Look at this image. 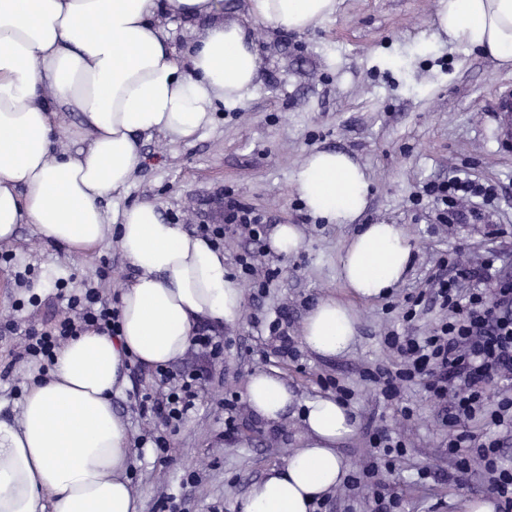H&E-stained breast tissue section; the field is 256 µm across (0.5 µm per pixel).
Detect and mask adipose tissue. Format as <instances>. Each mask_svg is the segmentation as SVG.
Here are the masks:
<instances>
[{
    "label": "adipose tissue",
    "instance_id": "obj_1",
    "mask_svg": "<svg viewBox=\"0 0 512 512\" xmlns=\"http://www.w3.org/2000/svg\"><path fill=\"white\" fill-rule=\"evenodd\" d=\"M248 2L253 18L304 32L330 19L337 0ZM170 13L206 22L182 62L168 43ZM435 25L451 42L512 65V0H437ZM258 73L249 27L222 18L216 0H0V245L30 224L86 255L113 230L138 272L119 298V335L70 339L47 375L32 377L20 423L0 421V512H138L126 476L135 450L112 410L124 361L170 365L197 323L235 325L243 293L223 251L168 223L154 203L124 209L112 227L100 200L129 186L140 137H194L217 105H242ZM60 109L81 116L76 150L57 149ZM294 185L314 216L355 225L338 264L353 297H381L404 279L413 245L400 225L361 223L370 188L354 156L313 152ZM355 339L345 302L324 299L305 317L303 341L314 353L344 355ZM244 398L270 423L300 406L303 432L285 464L250 486L241 512H314L348 468L339 447L356 431L353 409L333 397L298 400L265 371L251 375Z\"/></svg>",
    "mask_w": 512,
    "mask_h": 512
}]
</instances>
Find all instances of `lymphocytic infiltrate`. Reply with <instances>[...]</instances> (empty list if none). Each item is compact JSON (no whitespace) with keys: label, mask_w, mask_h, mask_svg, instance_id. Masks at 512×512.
Returning a JSON list of instances; mask_svg holds the SVG:
<instances>
[{"label":"lymphocytic infiltrate","mask_w":512,"mask_h":512,"mask_svg":"<svg viewBox=\"0 0 512 512\" xmlns=\"http://www.w3.org/2000/svg\"><path fill=\"white\" fill-rule=\"evenodd\" d=\"M443 206L470 204L480 213L495 198V189L483 186L470 176L453 175L448 180L427 186ZM198 235L214 246L224 244L227 234L247 239L250 244L237 258L242 273L267 288L274 271L259 273L256 260L265 256L261 215L234 200H227L220 224L197 225ZM483 287L465 288L459 280H438L434 288L440 298L444 318L429 335L389 331L385 344L402 358L396 368L379 367L368 372V379L379 384L385 398H395L401 388L417 376L428 374L427 384L441 403L438 411L440 442L456 470L487 484L500 501L498 512H512V465L507 464L504 447L512 436V389L500 390L496 403H489L486 387L492 380L512 382V278L503 277L494 258L482 264ZM66 303V314L53 323L29 318L19 323L6 321L5 329L19 334L20 357L49 362L71 338L94 329L111 335L120 331L119 311L106 302L99 288L88 286L78 293L58 292ZM162 389H139L135 398L141 411L160 414L166 424L182 422L195 407L196 389L202 373H180L167 368L156 371ZM372 453L392 454L405 443L384 431L369 442ZM353 471L344 483L345 493L362 495L371 512H391L396 499L385 498L380 488L383 475L374 461Z\"/></svg>","instance_id":"f902f5d3"}]
</instances>
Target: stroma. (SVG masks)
Returning <instances> with one entry per match:
<instances>
[{
	"label": "stroma",
	"instance_id": "stroma-1",
	"mask_svg": "<svg viewBox=\"0 0 512 512\" xmlns=\"http://www.w3.org/2000/svg\"><path fill=\"white\" fill-rule=\"evenodd\" d=\"M437 0H339L335 15L302 33L250 19L247 0H222L225 18L248 23L259 53V79L252 96L235 109L219 108L213 123L191 139L164 134L140 139L141 160L126 192L104 196L107 219L139 202L158 206L167 222L193 232L198 224L224 221V198L232 196L261 214L267 226L296 224L303 246L294 256L268 254L266 266L279 275L266 292L240 280L243 313L234 327L216 326L224 338L222 358L208 360L197 348L173 363L179 371L203 366L208 377L197 408L177 427L155 414L141 415L134 384H154L151 370L125 376L112 397V410L131 436L157 427L171 442L165 457L137 453L128 478L140 512H161L173 496L176 512H240L250 486L284 464L302 431L298 410L271 425L248 408L244 389L251 374L276 372L302 399L332 396L347 387L358 416L355 434L341 447L349 468L368 451L377 429L396 431L405 441L385 480L402 500L400 512H432L445 500L459 512L463 499L487 495L486 486L449 466L438 446L437 405L417 378L392 401L364 377L366 368L392 365L384 338L403 322L407 297L418 298L417 334L438 323L442 312L432 282L456 277L448 258L462 253L476 263L484 244L498 249L497 269L512 276V145L500 141L499 92L512 88V66L500 67L478 50L434 37ZM321 149L356 156L371 182V201L362 223L401 225L416 247L406 280L385 297L351 299L337 278L339 255L353 232L309 214L294 190L306 157ZM454 173H466L496 188L482 217L436 220V205L424 189ZM8 249L15 264L0 263V321L33 316L53 319L62 308L57 281L68 288L101 285L106 300L118 301L136 276L117 239L77 256L46 241L28 224L19 225ZM30 266L36 289L20 287L15 266ZM350 301L357 317L351 351L325 357L302 341L306 314L326 298ZM287 327L296 356L277 355L278 330ZM20 336L0 334V421L17 422L26 387V360L16 358ZM237 402V425L224 434V401ZM411 419H403L402 408Z\"/></svg>",
	"mask_w": 512,
	"mask_h": 512
}]
</instances>
